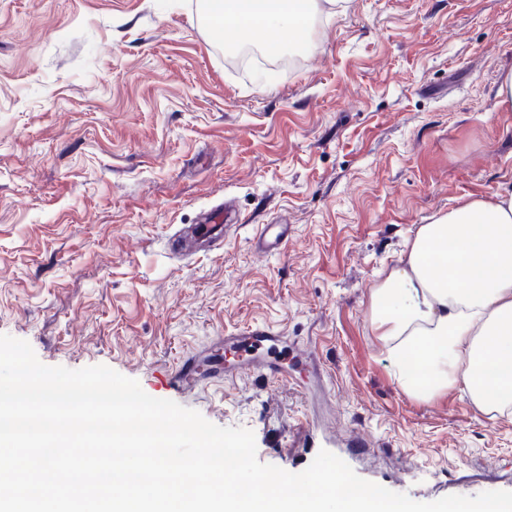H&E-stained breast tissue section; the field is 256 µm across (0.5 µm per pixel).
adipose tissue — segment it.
Listing matches in <instances>:
<instances>
[{
  "instance_id": "adipose-tissue-1",
  "label": "adipose tissue",
  "mask_w": 512,
  "mask_h": 512,
  "mask_svg": "<svg viewBox=\"0 0 512 512\" xmlns=\"http://www.w3.org/2000/svg\"><path fill=\"white\" fill-rule=\"evenodd\" d=\"M212 33L275 53L301 39L317 0H205ZM369 321L400 387L429 402L458 390L512 411V191L468 199L420 225L370 293Z\"/></svg>"
}]
</instances>
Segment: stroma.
<instances>
[{"label": "stroma", "instance_id": "35a3bbf8", "mask_svg": "<svg viewBox=\"0 0 512 512\" xmlns=\"http://www.w3.org/2000/svg\"><path fill=\"white\" fill-rule=\"evenodd\" d=\"M201 0H0V334L108 366L420 502L512 490V414L408 396L367 319L419 225L512 189V0H321L294 68L213 40ZM227 204L224 242L175 234ZM266 329L281 378L168 379Z\"/></svg>", "mask_w": 512, "mask_h": 512}]
</instances>
